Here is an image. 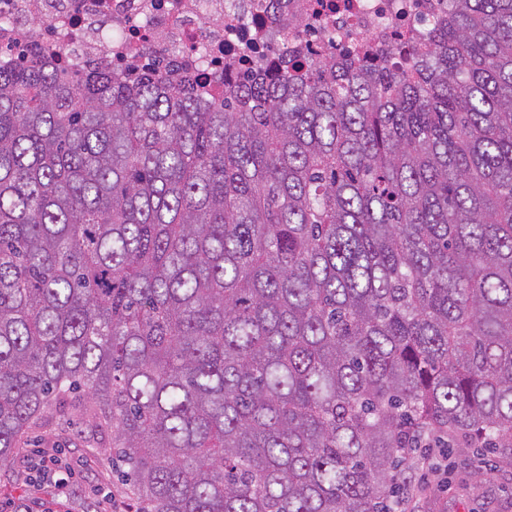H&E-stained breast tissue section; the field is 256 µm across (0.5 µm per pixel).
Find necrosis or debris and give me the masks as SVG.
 <instances>
[{
	"mask_svg": "<svg viewBox=\"0 0 512 512\" xmlns=\"http://www.w3.org/2000/svg\"><path fill=\"white\" fill-rule=\"evenodd\" d=\"M447 11L448 0H0V65L36 46L51 60L105 55L133 78L145 52L165 51L218 100L219 74L294 57L304 45L328 57L337 32L374 53L417 39ZM288 17L300 28L285 29Z\"/></svg>",
	"mask_w": 512,
	"mask_h": 512,
	"instance_id": "obj_1",
	"label": "necrosis or debris"
}]
</instances>
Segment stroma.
Wrapping results in <instances>:
<instances>
[{"mask_svg": "<svg viewBox=\"0 0 512 512\" xmlns=\"http://www.w3.org/2000/svg\"><path fill=\"white\" fill-rule=\"evenodd\" d=\"M80 417L53 421L0 470V512H129L108 449L89 444ZM415 490L409 512H512V461L500 453L438 448L401 467Z\"/></svg>", "mask_w": 512, "mask_h": 512, "instance_id": "1", "label": "stroma"}]
</instances>
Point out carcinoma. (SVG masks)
<instances>
[{
	"label": "carcinoma",
	"mask_w": 512,
	"mask_h": 512,
	"mask_svg": "<svg viewBox=\"0 0 512 512\" xmlns=\"http://www.w3.org/2000/svg\"><path fill=\"white\" fill-rule=\"evenodd\" d=\"M403 69H0V468L52 412L135 512H378L413 448L512 449V0Z\"/></svg>",
	"instance_id": "carcinoma-1"
}]
</instances>
